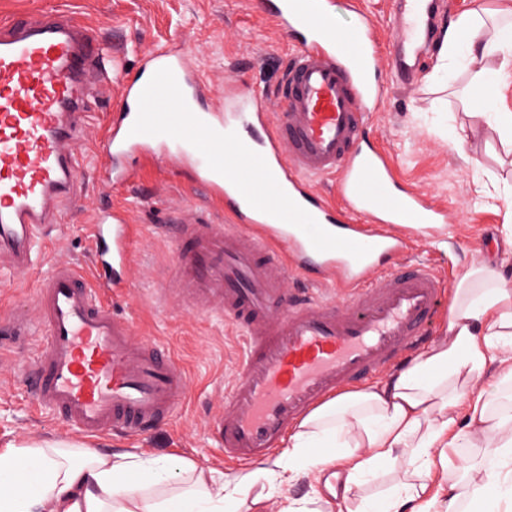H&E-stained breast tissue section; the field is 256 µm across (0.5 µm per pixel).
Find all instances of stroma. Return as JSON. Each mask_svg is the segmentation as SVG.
Returning a JSON list of instances; mask_svg holds the SVG:
<instances>
[{"label":"stroma","instance_id":"stroma-1","mask_svg":"<svg viewBox=\"0 0 512 512\" xmlns=\"http://www.w3.org/2000/svg\"><path fill=\"white\" fill-rule=\"evenodd\" d=\"M359 2L379 32V68L386 83V94L369 120V137L388 153L406 186L448 212L440 236L417 237L412 259L430 262L452 281L469 266L491 261L512 282V250L501 233L503 225L512 224V147L502 141L491 118L474 112L473 68L460 66L449 79H437L438 52L433 49L411 81H397L386 42L394 0ZM41 11L78 18L99 39L111 41L114 63L132 72L145 52L183 41L218 103L230 85L275 95L294 50L292 41L264 14L262 0H0V21ZM117 96V86L103 88L83 117L73 143L80 164L73 198L56 212L58 226L46 234L23 283L0 289V319L21 313L35 318V291L53 264L70 263L90 273L94 258L88 224L99 209L124 206L137 232L126 268L129 286L124 295L113 298L112 307L132 319L138 336L165 344L188 376L178 414L155 428L139 448L231 476L243 467L225 462L211 427L236 373L239 334L219 315L158 303L154 293L166 282L175 260L168 225L193 219L202 210L217 224H228L230 216L186 169L165 160L137 158V178L120 186L106 180L101 140L117 110ZM460 126L472 133L457 146L452 136ZM61 441L103 449L120 445L113 437L90 438L39 418L27 389L11 378L1 379L0 450ZM340 495L329 480L308 477L273 490L265 509L279 512L284 498L312 496L331 501V512H346Z\"/></svg>","mask_w":512,"mask_h":512}]
</instances>
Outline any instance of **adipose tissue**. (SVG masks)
Segmentation results:
<instances>
[{"label":"adipose tissue","mask_w":512,"mask_h":512,"mask_svg":"<svg viewBox=\"0 0 512 512\" xmlns=\"http://www.w3.org/2000/svg\"><path fill=\"white\" fill-rule=\"evenodd\" d=\"M439 57L477 68L474 87L488 103L492 74L512 71V14L486 25L478 12L453 18L439 33ZM494 58L496 71L480 68ZM496 389L477 391L488 367ZM512 284L482 264L457 281L444 336L410 365L363 389L328 400L288 436L287 451L266 465L215 476L175 455L100 451L72 442L25 443L0 451V512H239L262 507L265 485L291 484L320 465L341 461L347 486L389 472L391 494L365 499L359 512H428L437 467L455 465L454 449L486 433L491 446L475 477L448 487L441 512L478 503L480 512H512ZM467 408L466 427L455 411Z\"/></svg>","instance_id":"ef3b65f1"}]
</instances>
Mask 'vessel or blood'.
Instances as JSON below:
<instances>
[{
  "instance_id": "1",
  "label": "vessel or blood",
  "mask_w": 512,
  "mask_h": 512,
  "mask_svg": "<svg viewBox=\"0 0 512 512\" xmlns=\"http://www.w3.org/2000/svg\"><path fill=\"white\" fill-rule=\"evenodd\" d=\"M263 9L296 43L275 117L252 92L215 104L183 43L152 52L130 76L112 73L111 55L92 51V29L71 16L0 24V267L18 280L31 269L39 237L72 197L79 163L70 145L97 88L91 77H114L107 179H133L134 154L171 157L234 218L176 224L160 299L222 314L241 333L243 356L213 429L225 458L245 462L266 460L327 399L429 343L449 286L431 265L406 261L403 231L431 233L447 212L401 188L365 131L386 91L373 23L361 14L341 24L328 0H264ZM435 9V0H399L395 74L418 64ZM323 176L335 177V200L313 187ZM135 232L124 210L97 213L95 282L54 265L36 289L37 321L0 324V343H36L19 380L38 409L87 436H143L171 419L187 389L170 351L135 339L132 321L101 298L126 288ZM292 269L331 276L342 300L312 288L289 295Z\"/></svg>"
}]
</instances>
